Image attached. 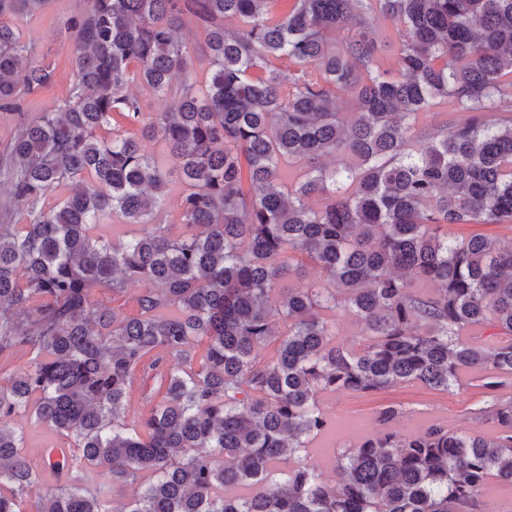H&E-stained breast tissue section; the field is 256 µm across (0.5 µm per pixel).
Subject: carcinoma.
<instances>
[{
	"label": "carcinoma",
	"instance_id": "carcinoma-1",
	"mask_svg": "<svg viewBox=\"0 0 512 512\" xmlns=\"http://www.w3.org/2000/svg\"><path fill=\"white\" fill-rule=\"evenodd\" d=\"M85 2L67 24L76 82L0 154V356L36 352L0 382V512H25L34 484L36 512H111L135 483L121 512H489L488 480L512 484V397L495 395L512 376V247L448 226L512 224V0ZM42 5L0 0V107L53 81L3 21ZM134 82L167 108L144 111ZM443 105L451 119L412 141ZM307 262L326 286L279 292ZM138 282L136 317L91 298ZM340 312L361 348L337 339ZM472 376L495 436L402 435L388 406L335 483L305 464L229 493L327 429L322 393ZM137 380L150 410L134 420ZM27 417L68 447L31 464ZM80 468L99 486L71 482Z\"/></svg>",
	"mask_w": 512,
	"mask_h": 512
}]
</instances>
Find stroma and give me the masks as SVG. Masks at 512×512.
Listing matches in <instances>:
<instances>
[{"label":"stroma","instance_id":"stroma-1","mask_svg":"<svg viewBox=\"0 0 512 512\" xmlns=\"http://www.w3.org/2000/svg\"><path fill=\"white\" fill-rule=\"evenodd\" d=\"M80 10L76 0H47L36 13L14 19L13 25L22 42L48 56L55 67L54 83L26 97L22 113L0 111V149L13 138L20 118L34 119L55 100L67 96L73 82V45L66 24ZM486 395L483 389L467 387L453 393L434 391L423 385L403 384L376 394L356 392L324 393L320 408L332 424L327 434L310 438L306 448L294 457L295 462L322 465L328 482H335L336 473L329 459L356 445L374 430L378 411L393 405L402 412L395 423L396 431L408 434L432 424L465 433L493 435L494 423L476 418L475 409L482 407Z\"/></svg>","mask_w":512,"mask_h":512}]
</instances>
